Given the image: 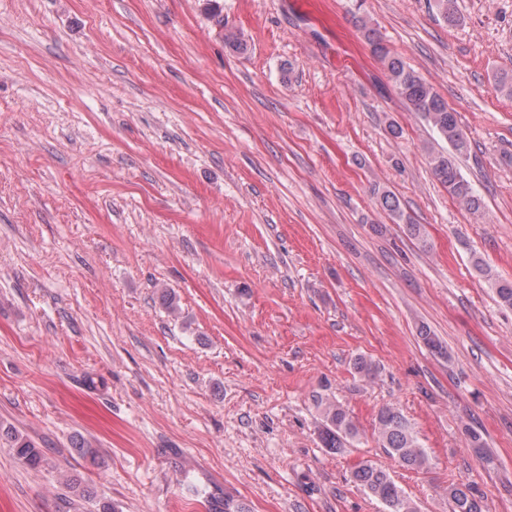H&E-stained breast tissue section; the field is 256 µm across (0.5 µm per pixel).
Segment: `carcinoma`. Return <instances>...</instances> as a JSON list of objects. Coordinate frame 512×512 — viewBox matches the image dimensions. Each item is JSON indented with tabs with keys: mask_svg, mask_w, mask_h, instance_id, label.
<instances>
[{
	"mask_svg": "<svg viewBox=\"0 0 512 512\" xmlns=\"http://www.w3.org/2000/svg\"><path fill=\"white\" fill-rule=\"evenodd\" d=\"M437 8L446 22L456 24L460 21L457 0H437ZM354 18L363 38L370 45L373 55L385 67L400 97L411 111L418 114L436 132L439 139L448 144L446 150L435 146L428 148L429 165L434 177L471 213L484 215L485 205L481 196L459 167L458 160L470 154L471 143L459 122L458 113L402 57L389 50L367 17L357 13ZM372 194L376 206L393 223L404 225L409 236L423 244L427 243L425 226L414 221L393 191L376 184L372 188ZM474 267L491 283L499 304L512 309V280L497 276L479 258L474 260ZM418 335L429 351L439 356H447L446 346L426 325L419 326ZM353 368L365 380H372L377 375L376 365L363 356L354 359ZM376 432L381 447L402 466L413 470L426 466L427 455L411 424L398 408L388 405L379 410ZM358 434V427L346 409L335 402L326 403L320 431V440L324 447L338 452L344 448L347 440L357 437ZM0 439L8 443L16 458L30 468L36 469L42 464V453L32 440L10 428L0 431ZM351 477L368 495L381 502L387 512H417L414 504L403 495L384 469L365 461L355 467ZM67 487L78 499L90 498L93 495L92 488L78 475L67 480ZM448 501L451 512H486L483 501L470 486L450 487Z\"/></svg>",
	"mask_w": 512,
	"mask_h": 512,
	"instance_id": "cac0c4a2",
	"label": "carcinoma"
}]
</instances>
